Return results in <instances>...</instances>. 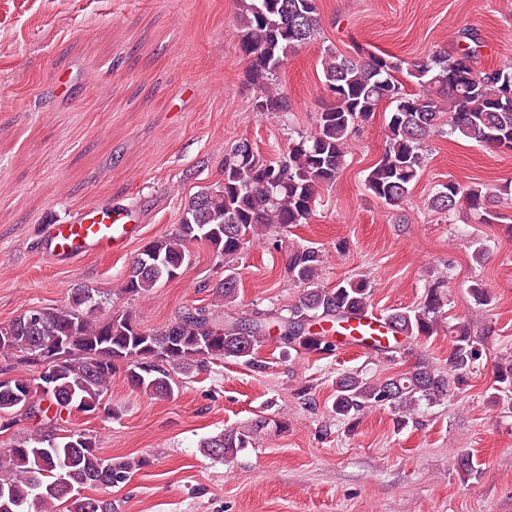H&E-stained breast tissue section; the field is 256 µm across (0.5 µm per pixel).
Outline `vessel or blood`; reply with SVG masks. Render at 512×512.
I'll use <instances>...</instances> for the list:
<instances>
[{"instance_id":"obj_1","label":"vessel or blood","mask_w":512,"mask_h":512,"mask_svg":"<svg viewBox=\"0 0 512 512\" xmlns=\"http://www.w3.org/2000/svg\"><path fill=\"white\" fill-rule=\"evenodd\" d=\"M141 230L133 214L91 202L77 209L64 223L46 226L44 255L57 262L91 252H120L140 237ZM389 333L390 329L382 318L351 319L337 327L336 340L343 346L367 348L373 337Z\"/></svg>"}]
</instances>
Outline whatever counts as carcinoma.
Returning <instances> with one entry per match:
<instances>
[{
  "label": "carcinoma",
  "instance_id": "1",
  "mask_svg": "<svg viewBox=\"0 0 512 512\" xmlns=\"http://www.w3.org/2000/svg\"><path fill=\"white\" fill-rule=\"evenodd\" d=\"M239 49L247 61L253 89L252 111L263 116L288 111L278 74L288 55L313 42L321 28L318 0H237ZM480 40L470 29L459 32L450 51H439L407 68L419 92L407 93L396 78L401 61L386 53L358 48L344 55L323 50V90L329 103L314 131L288 140L281 156L263 158L248 139L224 155V178L201 188L185 207L175 232L144 246L125 274L120 292L129 297L153 293L177 279L191 263L188 244L205 243L224 267L215 282V309L196 308L161 329L142 327L130 310L97 316L103 301L96 289L78 286L60 307H28L0 323V355L12 361L13 374L0 380V431L20 422L19 412L46 414L44 427L0 451V512H113L112 502L86 497V486H114L130 478L147 460L112 461L99 456L96 436L84 430L59 437L48 412L93 414L124 369L129 386L151 398H168L179 379L227 357L255 359L269 341L282 350L332 352L337 345L316 331L322 323H341L373 311L371 281L344 278L332 288L321 284L324 257L300 247L288 259V277L303 286L298 302L271 319L219 314L238 299L237 259L246 240L268 237L309 223L319 191L332 185L347 163L351 134L380 105H393L384 149L364 179L368 193L386 206H400L412 193L426 163V144L448 134L512 151V66L478 67ZM512 201V187L484 183L440 185L428 201L431 210L451 218L463 207L480 224L499 218ZM448 274L437 276L416 307L383 316L392 330L375 352L391 362L399 349L448 331V370L419 357L407 372L371 379L358 372L336 378L333 412L353 418L366 410L390 409L397 428L417 423L422 404L436 405L466 382L482 357L485 337L472 335L463 322L448 325L444 311ZM469 292L480 309L492 297L479 280ZM488 399L512 400V354H503ZM256 428L226 430L202 442L210 457L228 461L253 446Z\"/></svg>",
  "mask_w": 512,
  "mask_h": 512
}]
</instances>
